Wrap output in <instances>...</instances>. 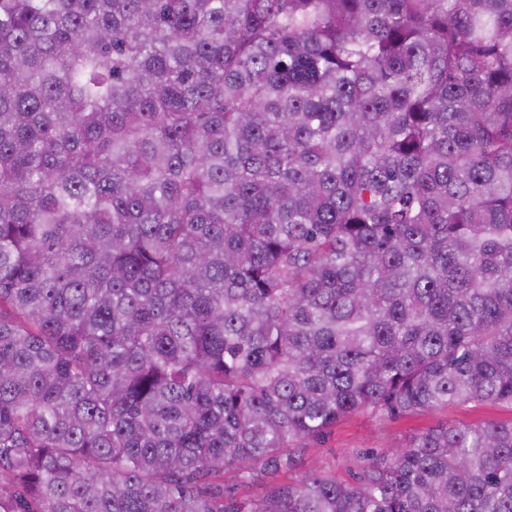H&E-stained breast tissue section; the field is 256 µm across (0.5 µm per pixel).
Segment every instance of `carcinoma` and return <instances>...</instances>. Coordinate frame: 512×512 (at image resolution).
<instances>
[{
    "instance_id": "1",
    "label": "carcinoma",
    "mask_w": 512,
    "mask_h": 512,
    "mask_svg": "<svg viewBox=\"0 0 512 512\" xmlns=\"http://www.w3.org/2000/svg\"><path fill=\"white\" fill-rule=\"evenodd\" d=\"M468 403L512 407V0H0V512H512V420L277 481ZM507 406L467 404L449 407L416 417H380L374 414L353 416L336 426L326 439L307 448L296 475L316 463L348 477L357 472L364 453L383 454L401 444L414 432L477 423L483 420L510 421Z\"/></svg>"
}]
</instances>
